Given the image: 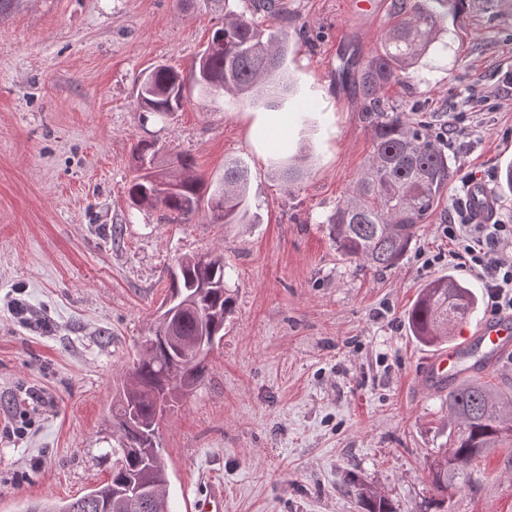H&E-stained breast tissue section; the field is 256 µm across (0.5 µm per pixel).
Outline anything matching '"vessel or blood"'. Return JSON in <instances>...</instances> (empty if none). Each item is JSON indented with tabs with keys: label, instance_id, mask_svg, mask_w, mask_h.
Instances as JSON below:
<instances>
[{
	"label": "vessel or blood",
	"instance_id": "obj_1",
	"mask_svg": "<svg viewBox=\"0 0 512 512\" xmlns=\"http://www.w3.org/2000/svg\"><path fill=\"white\" fill-rule=\"evenodd\" d=\"M468 207L474 221L487 223L494 212V202L482 184H473L468 194ZM512 352V316L482 323L477 331L448 350L428 359L420 373L425 389H446L461 376L491 369L501 357ZM224 488L210 485L193 503L194 512H222Z\"/></svg>",
	"mask_w": 512,
	"mask_h": 512
}]
</instances>
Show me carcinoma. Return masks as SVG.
Instances as JSON below:
<instances>
[{
  "instance_id": "carcinoma-1",
  "label": "carcinoma",
  "mask_w": 512,
  "mask_h": 512,
  "mask_svg": "<svg viewBox=\"0 0 512 512\" xmlns=\"http://www.w3.org/2000/svg\"><path fill=\"white\" fill-rule=\"evenodd\" d=\"M224 12L195 61L183 75L172 66H158L140 80L137 108L144 120L165 119L182 110L187 89L214 98L213 91L240 101L256 102L290 92L285 79L288 30L264 27L254 16L226 8V0H210ZM493 18L512 13V0H392L391 21L381 47L370 57H351L344 70L362 100L363 119L372 150L345 199L327 219L336 251L361 269L396 266L419 236L448 188L454 170L448 154L423 120L391 108L386 90L408 77L430 53L448 15L465 10ZM153 144L142 140L133 150L136 175L127 189L131 207L155 212L164 224H187L206 205L213 224H240L246 214L247 174L235 162L224 165V179L208 185L188 156L176 168L154 165ZM224 256L205 254L181 258L170 271L164 304L181 309L184 336H206L212 346L224 337L234 293L226 286ZM479 303L477 294L453 272L430 280L407 313L409 332L426 346L450 342ZM163 315L124 378L110 407L117 447L107 482L63 503L31 502L26 512H170L167 464L159 448V421L180 401L177 390L195 389L206 377L204 359H182L179 345L159 337ZM448 417L458 429L451 451H442L430 465L433 503L443 512L448 482L488 449L512 441V394L480 380L467 381L448 393ZM148 487L153 496L136 506L130 492ZM360 512H395L387 498L351 480Z\"/></svg>"
}]
</instances>
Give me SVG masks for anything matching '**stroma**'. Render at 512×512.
Returning <instances> with one entry per match:
<instances>
[{
	"instance_id": "35a3bbf8",
	"label": "stroma",
	"mask_w": 512,
	"mask_h": 512,
	"mask_svg": "<svg viewBox=\"0 0 512 512\" xmlns=\"http://www.w3.org/2000/svg\"><path fill=\"white\" fill-rule=\"evenodd\" d=\"M291 93L271 104L288 116L289 155L306 153L285 186L254 125L258 108L189 94L181 112L143 121L139 82L158 65L189 71L223 14L206 0H13L0 14V512L59 502L110 476L107 408L132 368L186 255L218 252L230 269L234 311L207 360V377L160 423L171 512H187L223 482V512H358L351 475L397 512L431 497L428 464L451 444L447 392L419 372L433 348L405 317L422 286L454 273L442 231L462 182L497 194L512 224V196L497 192L512 161V15L449 21L448 46L427 55L386 93L398 110L426 106L452 126L455 170L429 224L400 263L359 270L342 258L325 220L371 148L356 90L336 80L339 53L376 52L391 0L378 17L356 0H285ZM311 103L307 112L296 101ZM159 161L193 159L219 184L224 165L248 172L246 223L161 224L137 212L126 188L139 140ZM436 256L424 266L422 255ZM28 413L24 438L6 428ZM448 512H512V443L453 478Z\"/></svg>"
}]
</instances>
